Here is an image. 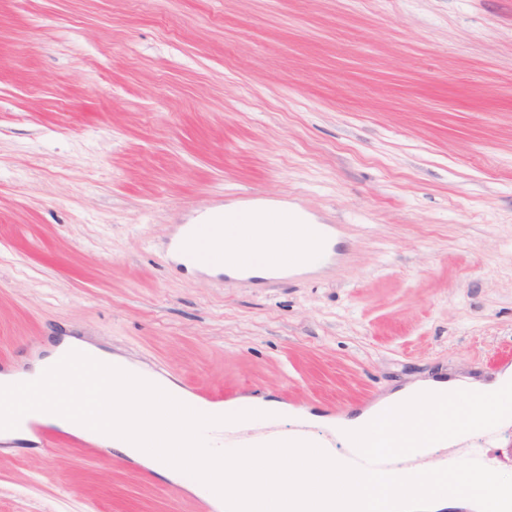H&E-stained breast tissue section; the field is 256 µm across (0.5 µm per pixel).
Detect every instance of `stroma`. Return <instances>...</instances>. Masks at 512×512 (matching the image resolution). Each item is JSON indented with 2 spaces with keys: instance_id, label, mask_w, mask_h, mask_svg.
Instances as JSON below:
<instances>
[{
  "instance_id": "1",
  "label": "stroma",
  "mask_w": 512,
  "mask_h": 512,
  "mask_svg": "<svg viewBox=\"0 0 512 512\" xmlns=\"http://www.w3.org/2000/svg\"><path fill=\"white\" fill-rule=\"evenodd\" d=\"M276 202L336 225L284 280L175 264ZM84 338L228 404L354 415L512 352V0H0V368ZM0 512H204L58 432ZM323 238L326 239L327 243L317 244L312 249H310L304 255H296L288 258V261L284 263H274L276 266L288 269V272L291 270L297 269L302 266H311V267H319L328 264L330 261L336 258V237L333 235V229H336V226L333 224H321ZM334 244L331 245V243Z\"/></svg>"
}]
</instances>
